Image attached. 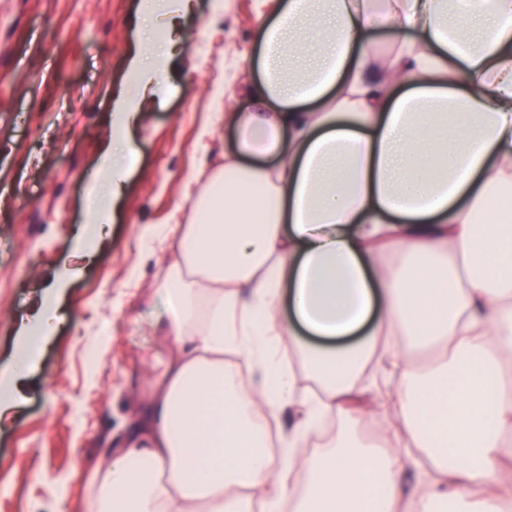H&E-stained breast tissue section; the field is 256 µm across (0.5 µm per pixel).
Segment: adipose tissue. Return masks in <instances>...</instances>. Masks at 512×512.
Here are the masks:
<instances>
[{
    "mask_svg": "<svg viewBox=\"0 0 512 512\" xmlns=\"http://www.w3.org/2000/svg\"><path fill=\"white\" fill-rule=\"evenodd\" d=\"M257 41L261 79L215 99L236 137L192 198L209 221L164 237L172 356L87 512H512V0H279ZM173 51L132 56L142 102L118 105L95 193L119 195L124 131ZM303 332L326 343L302 347L301 402L283 353ZM383 365L381 439L353 429L301 458L325 414L357 419L359 379Z\"/></svg>",
    "mask_w": 512,
    "mask_h": 512,
    "instance_id": "1",
    "label": "adipose tissue"
}]
</instances>
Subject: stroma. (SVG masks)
<instances>
[{
    "label": "stroma",
    "mask_w": 512,
    "mask_h": 512,
    "mask_svg": "<svg viewBox=\"0 0 512 512\" xmlns=\"http://www.w3.org/2000/svg\"><path fill=\"white\" fill-rule=\"evenodd\" d=\"M258 0H194L156 103L131 130L137 156L110 205L93 257L76 253L90 185L115 102L132 93L127 65L142 0H0V377L17 326L62 273V315L16 399L0 414V512H85V482L105 449L137 423L171 349L172 309L158 284L167 256L154 232L185 223L189 179L224 162L232 132L210 98L257 54Z\"/></svg>",
    "instance_id": "obj_1"
}]
</instances>
